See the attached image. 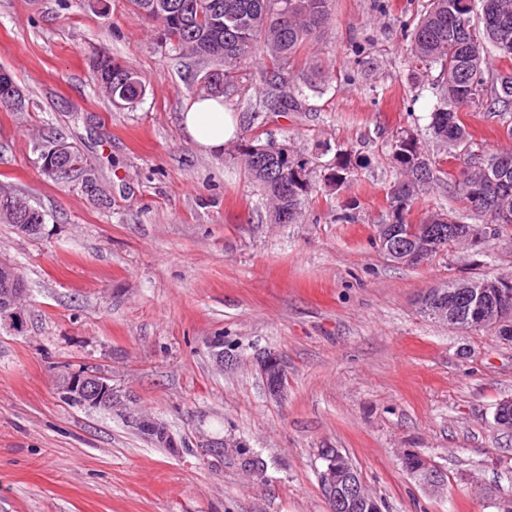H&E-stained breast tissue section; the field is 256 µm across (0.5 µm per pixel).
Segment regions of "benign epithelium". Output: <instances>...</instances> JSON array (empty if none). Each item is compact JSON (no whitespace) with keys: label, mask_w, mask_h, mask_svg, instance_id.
Wrapping results in <instances>:
<instances>
[{"label":"benign epithelium","mask_w":512,"mask_h":512,"mask_svg":"<svg viewBox=\"0 0 512 512\" xmlns=\"http://www.w3.org/2000/svg\"><path fill=\"white\" fill-rule=\"evenodd\" d=\"M455 220L444 216L438 224H427L418 240L403 244L397 238L394 224L378 226L377 237L386 255L395 263L420 265L432 249L440 245L447 231L453 230ZM461 293L473 300L467 320L479 327L497 331L502 345L512 346V289L503 288L499 283H488L483 288H475L468 281L457 284ZM27 288L23 286L15 266L8 261H0V326L15 333L24 331L27 323V309L22 304ZM457 292L433 287L425 293L420 309L435 322L443 325L457 323ZM59 386L66 397L80 406L92 410H112L134 403L130 392L112 384V375L93 367L70 369L60 377ZM137 429L153 443L174 450L181 447L178 439L160 420L134 411L128 412ZM241 442L222 438H203L198 447L207 454H218L226 448H238ZM322 469L319 479L329 505V512H346L353 505H360L365 512H382L374 498H363L360 492L362 479L336 448L319 450Z\"/></svg>","instance_id":"obj_1"}]
</instances>
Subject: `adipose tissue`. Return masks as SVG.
Listing matches in <instances>:
<instances>
[{"label":"adipose tissue","instance_id":"adipose-tissue-1","mask_svg":"<svg viewBox=\"0 0 512 512\" xmlns=\"http://www.w3.org/2000/svg\"><path fill=\"white\" fill-rule=\"evenodd\" d=\"M181 124L192 143L206 151L222 150L237 131L221 102L211 98L192 101L181 114Z\"/></svg>","mask_w":512,"mask_h":512}]
</instances>
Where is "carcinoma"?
<instances>
[{"mask_svg":"<svg viewBox=\"0 0 512 512\" xmlns=\"http://www.w3.org/2000/svg\"><path fill=\"white\" fill-rule=\"evenodd\" d=\"M137 10L159 31L162 47L224 63V67L203 73L199 86L204 94L217 97L233 82L235 68L263 53L265 82L275 90L271 106L286 112L298 108L291 94L296 76L292 71L295 54L305 47L330 19L333 0H132ZM482 13L506 18L512 28V0H481ZM472 0H430L427 10L410 30L406 62L424 73L437 66L442 78L432 84L439 105L431 112L434 137L459 149L462 163L458 193L465 208L484 217L482 224L459 221L464 232L479 236L469 249L484 252L512 214V152L489 155L472 149L469 134L459 116L465 107L498 114L506 133L512 136V92L502 93L503 84L512 89V69L489 75L487 63L494 55L512 60V33L500 37L485 20L469 21ZM91 79L117 106L138 103L146 92L144 80L105 53L91 60ZM272 151L266 164L258 154L242 150L248 176L271 203L270 213L283 211L293 224L302 205L313 191L314 161L293 153L277 151L278 143L266 142ZM391 159L399 168V180L389 194V223L401 227L402 236L417 238L433 213L421 223L407 220L420 195L437 180V168L417 138L407 133L397 137ZM32 208L30 224L47 223L46 214L18 191L0 197V223L10 224L19 201Z\"/></svg>","mask_w":512,"mask_h":512,"instance_id":"cac0c4a2","label":"carcinoma"}]
</instances>
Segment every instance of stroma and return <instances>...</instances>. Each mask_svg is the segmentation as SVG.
Returning a JSON list of instances; mask_svg holds the SVG:
<instances>
[{"label":"stroma","mask_w":512,"mask_h":512,"mask_svg":"<svg viewBox=\"0 0 512 512\" xmlns=\"http://www.w3.org/2000/svg\"><path fill=\"white\" fill-rule=\"evenodd\" d=\"M426 5L335 0L296 62L301 109L269 110L259 61L241 64L224 100L236 136L208 152L180 115L214 61L165 52L130 0H0V68L26 97L23 110L0 106V182L47 214L30 237L0 223V259L21 266L28 310L22 333L0 330V512H328L323 448L349 456L385 512H498L512 497V433L494 423L512 398V347L417 304L434 285L512 272V228L487 255L453 247L418 266L376 239L402 132L439 170L413 220L460 207L457 150L429 130L439 71L406 64L402 23ZM97 51L143 77L139 103L93 86ZM464 120L475 148L512 150L495 114ZM49 130L91 160L97 194L42 173ZM270 139L323 173L349 163L347 182L317 185L294 224L270 223L237 153ZM263 353L285 369L281 396L267 392ZM82 366L108 371L183 438L179 452L125 410L69 403L59 379ZM204 437L246 442L262 471L247 474L236 448L203 455ZM407 448L445 486L403 470Z\"/></svg>","instance_id":"35a3bbf8"}]
</instances>
